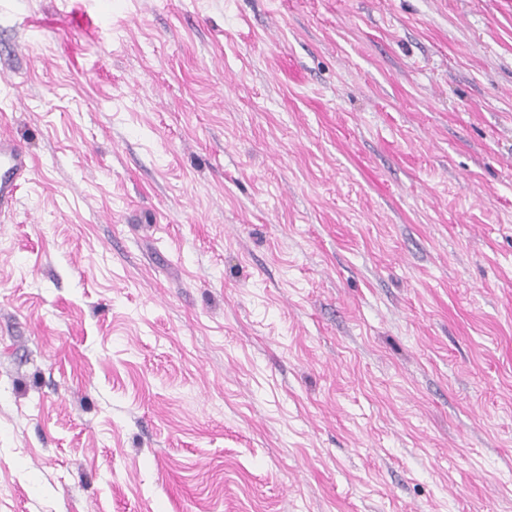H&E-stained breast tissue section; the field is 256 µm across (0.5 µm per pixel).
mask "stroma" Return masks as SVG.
I'll use <instances>...</instances> for the list:
<instances>
[{
  "instance_id": "1",
  "label": "stroma",
  "mask_w": 512,
  "mask_h": 512,
  "mask_svg": "<svg viewBox=\"0 0 512 512\" xmlns=\"http://www.w3.org/2000/svg\"><path fill=\"white\" fill-rule=\"evenodd\" d=\"M0 512H512V0H0ZM32 159L15 139L0 135V213L10 212L17 202L21 182L32 171Z\"/></svg>"
}]
</instances>
